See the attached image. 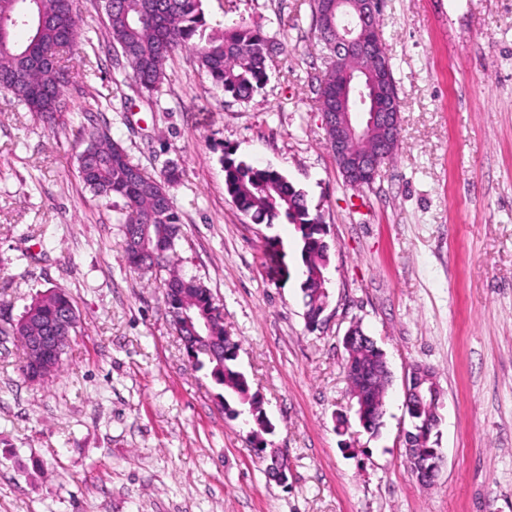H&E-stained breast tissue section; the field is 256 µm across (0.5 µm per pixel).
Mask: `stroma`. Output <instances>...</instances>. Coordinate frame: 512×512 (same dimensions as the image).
I'll use <instances>...</instances> for the list:
<instances>
[{"mask_svg": "<svg viewBox=\"0 0 512 512\" xmlns=\"http://www.w3.org/2000/svg\"><path fill=\"white\" fill-rule=\"evenodd\" d=\"M99 0L63 54L56 131L0 92V328L66 289L80 316L62 372L18 371L0 342V512H512V0H384L380 33L399 88L401 148L374 182L346 185L312 79L323 69L307 0H205L283 42L252 100L235 101L177 54L152 101L91 62ZM110 124L130 160L171 189L176 261L239 344L238 368L288 457L270 479L222 386L170 325L162 273L129 269L112 206L78 177V128ZM283 174L320 213L332 284L310 330L293 225L252 223L224 186L225 150ZM279 238L286 256L268 246ZM361 324L393 382L371 436L353 415L342 338ZM433 369L446 464L422 486L405 464L404 379Z\"/></svg>", "mask_w": 512, "mask_h": 512, "instance_id": "stroma-1", "label": "stroma"}]
</instances>
